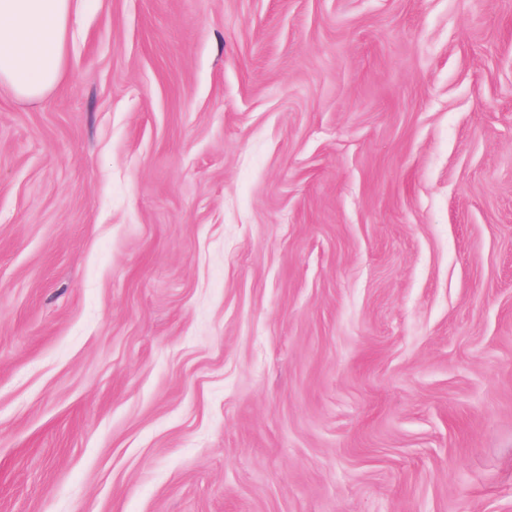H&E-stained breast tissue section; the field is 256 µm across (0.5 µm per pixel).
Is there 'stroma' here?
I'll return each instance as SVG.
<instances>
[{
    "instance_id": "35a3bbf8",
    "label": "stroma",
    "mask_w": 512,
    "mask_h": 512,
    "mask_svg": "<svg viewBox=\"0 0 512 512\" xmlns=\"http://www.w3.org/2000/svg\"><path fill=\"white\" fill-rule=\"evenodd\" d=\"M0 512H512V0H83L0 88Z\"/></svg>"
}]
</instances>
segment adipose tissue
Returning a JSON list of instances; mask_svg holds the SVG:
<instances>
[{"label":"adipose tissue","mask_w":512,"mask_h":512,"mask_svg":"<svg viewBox=\"0 0 512 512\" xmlns=\"http://www.w3.org/2000/svg\"><path fill=\"white\" fill-rule=\"evenodd\" d=\"M80 0H0V87L37 100L63 78Z\"/></svg>","instance_id":"obj_1"}]
</instances>
